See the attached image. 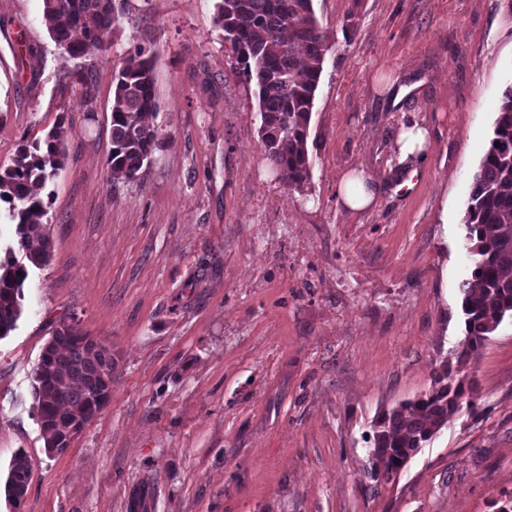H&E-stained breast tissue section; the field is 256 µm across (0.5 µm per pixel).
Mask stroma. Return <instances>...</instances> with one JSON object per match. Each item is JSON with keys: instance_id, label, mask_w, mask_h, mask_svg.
Wrapping results in <instances>:
<instances>
[{"instance_id": "1", "label": "stroma", "mask_w": 512, "mask_h": 512, "mask_svg": "<svg viewBox=\"0 0 512 512\" xmlns=\"http://www.w3.org/2000/svg\"><path fill=\"white\" fill-rule=\"evenodd\" d=\"M218 0H116L106 55L72 59L42 0H0V165L71 122L47 185L54 257L29 271L0 339V512H497L512 498V319L463 361L462 217L512 85L507 0H313L333 40L316 92L311 180L297 191L259 143L257 87L215 26ZM154 59L161 144L112 183V76ZM91 69L84 95L69 74ZM427 131L398 161L402 124ZM380 193L343 208V175ZM112 352L108 404L47 453L32 371L60 326ZM449 362L481 413H459L390 481L366 470L377 415ZM31 462L24 450L17 452L11 462L8 476L3 486V493L15 508L19 507L21 500L26 496L30 478Z\"/></svg>"}]
</instances>
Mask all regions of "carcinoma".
Wrapping results in <instances>:
<instances>
[{"label":"carcinoma","mask_w":512,"mask_h":512,"mask_svg":"<svg viewBox=\"0 0 512 512\" xmlns=\"http://www.w3.org/2000/svg\"><path fill=\"white\" fill-rule=\"evenodd\" d=\"M43 18L56 45L71 58L109 49L106 36L117 20L116 0H42ZM224 31L239 73L258 88L260 144L266 159L301 189L311 179L308 138L316 92L330 35L315 16L313 0H219L214 17ZM157 110L154 67L137 46L115 77L112 96V182L139 178L159 145L148 122ZM68 121L58 117L43 140H22L11 164L0 166V202L15 224L27 263L0 260V339L21 316V292L29 268L53 258L47 233L51 197L40 191L66 158ZM467 250L474 255L463 282L461 308L468 339L460 359L476 360L484 341L512 318V87L498 104L488 149L476 171L463 218ZM112 354L93 351L77 334L55 330L33 369L36 408L45 446L63 434L80 433L103 409L102 391L112 390ZM480 413L472 382L448 363L434 369L431 389L421 398L386 410L372 424L371 476L389 481L448 421L461 411ZM31 462L21 450L11 462L3 493L14 507L26 496Z\"/></svg>","instance_id":"obj_1"}]
</instances>
